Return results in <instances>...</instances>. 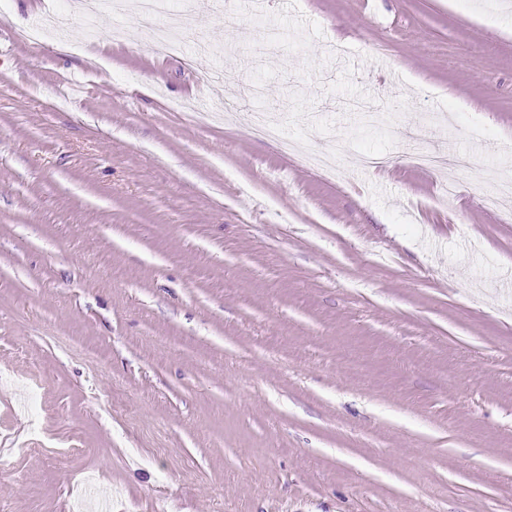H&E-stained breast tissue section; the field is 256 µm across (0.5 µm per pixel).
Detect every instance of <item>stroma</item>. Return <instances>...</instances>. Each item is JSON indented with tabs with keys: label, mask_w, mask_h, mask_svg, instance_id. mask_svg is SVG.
<instances>
[{
	"label": "stroma",
	"mask_w": 512,
	"mask_h": 512,
	"mask_svg": "<svg viewBox=\"0 0 512 512\" xmlns=\"http://www.w3.org/2000/svg\"><path fill=\"white\" fill-rule=\"evenodd\" d=\"M42 2L0 0V512H512V0H172L167 59L81 0L20 41Z\"/></svg>",
	"instance_id": "obj_1"
}]
</instances>
